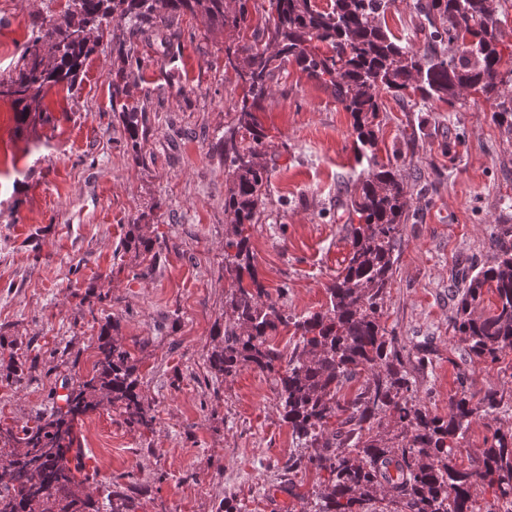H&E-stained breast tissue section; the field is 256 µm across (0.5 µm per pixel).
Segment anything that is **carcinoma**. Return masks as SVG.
<instances>
[{
	"label": "carcinoma",
	"mask_w": 512,
	"mask_h": 512,
	"mask_svg": "<svg viewBox=\"0 0 512 512\" xmlns=\"http://www.w3.org/2000/svg\"><path fill=\"white\" fill-rule=\"evenodd\" d=\"M391 5L392 0H333L322 10L315 0H272L274 13L263 30L277 48L270 53L235 38L247 27L244 4L230 13L226 0H71L63 15L32 32L21 63L0 82V96L12 98L18 120L25 122L47 87H74L90 52L91 31L116 20L154 25L182 12L227 32L224 69L248 82V90L236 102L222 140L231 178L224 213L235 235L225 244L224 260L237 280L246 274L251 284L238 286L225 301L229 316L208 356L211 370L226 376L251 366L274 374L276 400L293 434L306 444H321L308 462L328 471L331 484L318 495L315 512H362L378 499L393 512H495L494 504L478 501L476 487L494 486L495 504L512 503V426L496 428L490 448L477 460L460 462L455 445L478 408L462 397L439 416L410 403L405 363L380 322L399 226L407 217L404 182L393 163L378 161L373 125L383 92L418 94L450 106H464L474 95L493 102L492 119L512 140V96L503 90L512 81V54L505 60L497 49L499 19L491 0H419L417 10L432 28L431 45L422 54L383 28ZM44 45L54 50L52 56L40 53ZM291 60L351 113L356 151L368 168L361 193L348 203L363 224L352 230L347 266L327 288V309L293 322L300 341L284 367L283 354L268 337L289 318L266 300L244 232L259 223L268 189V170L260 162L266 134L257 112L275 73ZM496 247V264L462 278L453 290L455 328L469 353L487 364L512 352V227L501 231ZM486 290L496 303L485 314L479 307ZM114 329L111 323L103 328L92 376L67 388L64 405L35 416L31 426L0 435V512H131V499L121 491H112L106 506L94 498L81 450L73 448L75 421L103 403L129 424L152 425L136 393V365L111 336ZM365 370L371 374L365 388L341 402L340 389ZM481 409L512 411V394L491 388ZM389 414L400 431L383 438L374 430ZM333 418L339 428L327 438Z\"/></svg>",
	"instance_id": "1"
}]
</instances>
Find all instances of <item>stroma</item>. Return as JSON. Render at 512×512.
Here are the masks:
<instances>
[{
  "label": "stroma",
  "instance_id": "35a3bbf8",
  "mask_svg": "<svg viewBox=\"0 0 512 512\" xmlns=\"http://www.w3.org/2000/svg\"><path fill=\"white\" fill-rule=\"evenodd\" d=\"M70 0H0V81L34 27ZM387 29L424 50L417 0H394ZM224 32L190 15L137 30L115 21L92 39L74 88L53 87L19 122L0 97V343L26 350L21 384L5 380L0 427L53 410L66 377L91 375L106 319L138 369L137 393L155 420L126 425L105 408L74 431L98 499L124 490L133 512H311L329 478L276 407L271 375L210 369L237 283L224 270L230 177L221 139L244 85L224 68ZM134 81L115 94L120 75ZM139 116L132 151L124 108ZM485 100L380 97L379 161L398 159L409 215L401 225L381 323L403 357L416 407L445 416L453 399L512 390V353L485 366L453 327L457 269L497 261L512 226V140ZM259 118L269 191L249 248L269 298L294 320L326 309L347 264L364 165L353 118L292 61L276 74ZM150 240L149 260L136 248Z\"/></svg>",
  "mask_w": 512,
  "mask_h": 512
}]
</instances>
